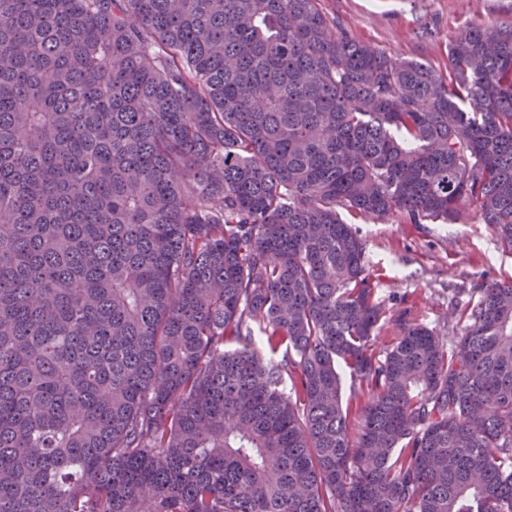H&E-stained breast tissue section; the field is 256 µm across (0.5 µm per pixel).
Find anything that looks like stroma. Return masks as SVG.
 <instances>
[{"label": "stroma", "mask_w": 512, "mask_h": 512, "mask_svg": "<svg viewBox=\"0 0 512 512\" xmlns=\"http://www.w3.org/2000/svg\"><path fill=\"white\" fill-rule=\"evenodd\" d=\"M320 7L335 31L442 72L449 42L467 25L512 19V0H320ZM351 225L365 244L367 268L386 307L437 332L460 335L449 304L477 301L482 286L512 275V253L502 250L471 206L457 224L389 216Z\"/></svg>", "instance_id": "35a3bbf8"}]
</instances>
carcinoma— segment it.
Listing matches in <instances>:
<instances>
[{
	"label": "carcinoma",
	"mask_w": 512,
	"mask_h": 512,
	"mask_svg": "<svg viewBox=\"0 0 512 512\" xmlns=\"http://www.w3.org/2000/svg\"><path fill=\"white\" fill-rule=\"evenodd\" d=\"M448 60L319 0H0V512H512V279L450 348L340 214L512 253V20Z\"/></svg>",
	"instance_id": "cac0c4a2"
}]
</instances>
